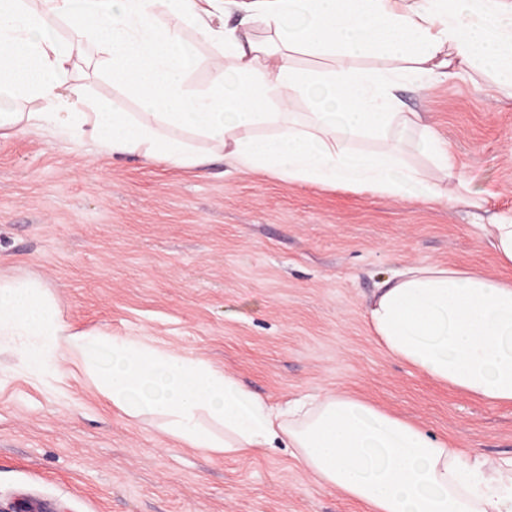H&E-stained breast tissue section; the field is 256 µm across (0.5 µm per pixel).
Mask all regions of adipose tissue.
Returning a JSON list of instances; mask_svg holds the SVG:
<instances>
[{"mask_svg":"<svg viewBox=\"0 0 512 512\" xmlns=\"http://www.w3.org/2000/svg\"><path fill=\"white\" fill-rule=\"evenodd\" d=\"M234 12L261 22L262 36L225 24ZM189 32L218 52L203 88L188 80ZM301 54L324 64L300 67ZM82 57L138 111L89 95L73 77ZM487 72L512 90V0H43L37 10L0 0V131L50 127L188 168L205 162L194 144L203 138L237 167L384 198L483 208L396 80ZM301 99L307 111H294ZM410 139L430 168L408 161ZM368 320L392 358L512 405L511 279L404 266L379 288ZM4 346L47 386V363L66 359L113 409L207 454L286 449L368 512H512V457L430 437L346 393L272 403L201 359L73 328L37 282L0 279Z\"/></svg>","mask_w":512,"mask_h":512,"instance_id":"adipose-tissue-1","label":"adipose tissue"}]
</instances>
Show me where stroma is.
Here are the masks:
<instances>
[{
  "label": "stroma",
  "mask_w": 512,
  "mask_h": 512,
  "mask_svg": "<svg viewBox=\"0 0 512 512\" xmlns=\"http://www.w3.org/2000/svg\"><path fill=\"white\" fill-rule=\"evenodd\" d=\"M486 200L475 210L299 186L227 165L115 155L44 129L0 137V277L36 279L69 324L136 336L234 374L275 402L345 392L427 434L512 456V405L390 357L366 308L398 267L501 276L481 231L512 210V97L491 78H404ZM0 512H366L279 450L204 454L113 410L82 374L63 390L0 351Z\"/></svg>",
  "instance_id": "35a3bbf8"
}]
</instances>
